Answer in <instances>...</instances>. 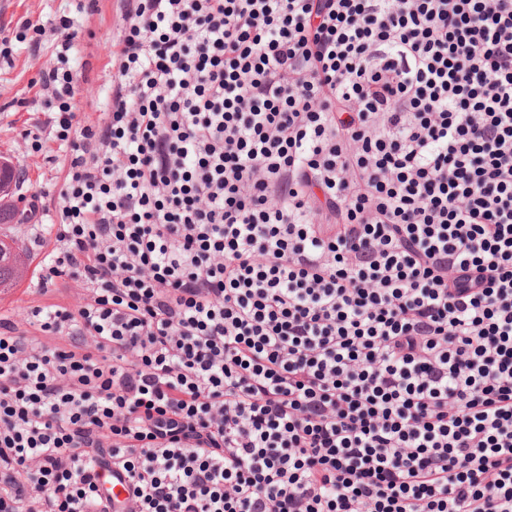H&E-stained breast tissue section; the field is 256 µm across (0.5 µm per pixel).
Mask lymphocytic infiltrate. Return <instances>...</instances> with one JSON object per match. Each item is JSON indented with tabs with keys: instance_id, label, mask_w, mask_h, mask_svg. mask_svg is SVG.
<instances>
[{
	"instance_id": "f902f5d3",
	"label": "lymphocytic infiltrate",
	"mask_w": 512,
	"mask_h": 512,
	"mask_svg": "<svg viewBox=\"0 0 512 512\" xmlns=\"http://www.w3.org/2000/svg\"><path fill=\"white\" fill-rule=\"evenodd\" d=\"M25 21L67 157L0 320V512H512V0H117ZM95 1H98L96 9L80 19L77 52L73 60L76 99L81 103L86 124L92 125L103 117L104 101L108 94L104 71L108 70L118 24L116 0ZM11 193L6 191L3 195L0 194V224H4L2 232L13 236L21 246L27 249L32 261L26 278L20 282L27 269V258L24 260L12 246L0 239V318L9 317L19 323L33 306L50 304L77 306L82 302L81 290L64 282L58 281L55 287L49 288L46 292L42 291L39 285L42 274L41 261L47 252L57 246L55 233L50 226H44L45 230L42 233L44 240L38 246L31 238L30 225L32 224H11L16 210L8 201L2 203ZM15 285L17 286L13 288ZM1 289L4 291L1 292ZM102 493L112 503V510H120L122 502L129 497V484L125 475H106L102 482Z\"/></svg>"
}]
</instances>
